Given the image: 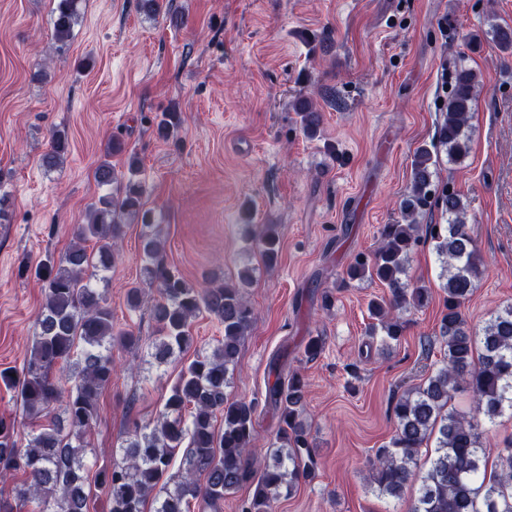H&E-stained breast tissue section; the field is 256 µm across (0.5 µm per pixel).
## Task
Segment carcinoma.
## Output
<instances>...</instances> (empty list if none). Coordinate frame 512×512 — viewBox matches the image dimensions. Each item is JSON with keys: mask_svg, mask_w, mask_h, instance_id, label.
Masks as SVG:
<instances>
[{"mask_svg": "<svg viewBox=\"0 0 512 512\" xmlns=\"http://www.w3.org/2000/svg\"><path fill=\"white\" fill-rule=\"evenodd\" d=\"M81 0H57L53 37L64 45L78 24ZM498 49L512 54V27L490 24ZM481 82L475 70L460 62L437 123V149L448 162L468 154L471 118ZM309 137L316 136L322 115L313 101L295 105ZM181 122L180 113L164 112L157 136L167 139ZM70 151L63 130L51 132L40 163L55 169ZM127 154V175L110 158ZM439 157L417 151L409 192L400 202L406 224H385L372 256H359L348 268L351 279H377L389 295L369 307V334L398 343L409 326L404 315L424 308L430 289L406 278L410 254L420 234L434 242L441 264L444 306L439 336L444 355L426 381L393 396L396 424L390 440L369 460L377 495L402 504L404 512H512V440L497 449L489 465L484 425L512 417V304L493 312L478 329L468 326L462 307L485 265L475 239L467 231V204L458 193L435 181ZM140 162L116 139L108 142L96 171L100 185L114 191L87 207L72 227L73 242L59 259L48 256L34 270L44 285V304L35 320L30 355L19 370L0 371V382L13 388L31 418L51 417L49 424L23 437L15 421L0 417V478L13 481L12 498L0 495V512L14 506L28 512H89L90 485L87 435L98 418V397L112 383V349L139 347L131 330L115 329L105 290L85 280L87 272H107L117 263L116 241L124 219L141 217L142 272L156 285L158 298L150 313L157 326L150 357L162 364L195 344L192 320L202 313L215 318L224 336L210 350H195L170 388L156 422L129 419L126 446L99 467L94 483L105 496L109 512H201L214 510L224 494L246 485L249 494L241 512H275L301 480L315 474L316 450L303 418L307 381L298 371L283 374L276 364L267 382L265 401L278 415L272 448L259 460L253 454L258 401L229 393L238 364L240 344L251 329L254 312L243 286L252 281L247 267L239 284L198 286L162 258L161 225L145 208V190L137 179ZM435 199L444 224L415 223ZM264 262H277L278 225L264 224L253 234ZM472 398L470 412L450 406L455 393ZM223 426H216V415ZM185 466L175 471L176 456ZM414 490L406 497L408 490Z\"/></svg>", "mask_w": 512, "mask_h": 512, "instance_id": "cac0c4a2", "label": "carcinoma"}]
</instances>
